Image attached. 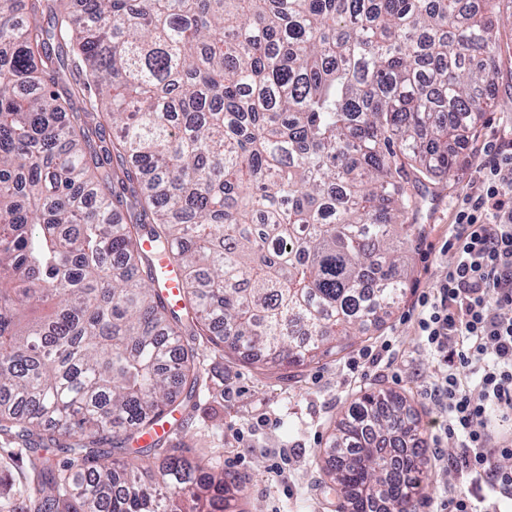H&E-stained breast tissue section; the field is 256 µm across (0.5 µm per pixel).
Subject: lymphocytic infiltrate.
<instances>
[{
    "mask_svg": "<svg viewBox=\"0 0 512 512\" xmlns=\"http://www.w3.org/2000/svg\"><path fill=\"white\" fill-rule=\"evenodd\" d=\"M483 180L456 213L448 248L455 256L445 280L422 292L419 337L440 358L433 389L448 409L447 434L463 452L452 478H487L494 493L512 496V434L493 435L495 417L512 415V144L482 164ZM477 377V388L461 374Z\"/></svg>",
    "mask_w": 512,
    "mask_h": 512,
    "instance_id": "1",
    "label": "lymphocytic infiltrate"
}]
</instances>
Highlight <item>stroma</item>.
Masks as SVG:
<instances>
[{
    "label": "stroma",
    "instance_id": "obj_1",
    "mask_svg": "<svg viewBox=\"0 0 512 512\" xmlns=\"http://www.w3.org/2000/svg\"><path fill=\"white\" fill-rule=\"evenodd\" d=\"M484 93L490 107L475 138L424 210L404 300L351 348L310 366L262 372L225 356L205 337L182 336L202 369L197 406L176 407L175 429L161 445L241 479L235 512H338L339 498L325 475L329 440L349 404L367 390L399 395L419 422L428 487L417 512H433V502L452 494L444 470L459 456L460 442L444 433V408L430 395L437 359L421 343L416 317L419 295L445 279L454 261L444 244L456 231L457 204L477 190L484 155L512 141V63L502 66ZM384 344L389 350L381 363L352 371L364 350Z\"/></svg>",
    "mask_w": 512,
    "mask_h": 512
}]
</instances>
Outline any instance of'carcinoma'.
Listing matches in <instances>:
<instances>
[{
	"label": "carcinoma",
	"mask_w": 512,
	"mask_h": 512,
	"mask_svg": "<svg viewBox=\"0 0 512 512\" xmlns=\"http://www.w3.org/2000/svg\"><path fill=\"white\" fill-rule=\"evenodd\" d=\"M22 2L0 0V512H226L237 477L168 455L145 482L114 439L191 402L185 330L290 368L404 296L512 0ZM330 444L339 512H416L424 439L397 396L364 392ZM182 280L183 272L181 269L173 265H167V262L159 264L155 287L160 289L162 297L175 309L182 305Z\"/></svg>",
	"instance_id": "obj_1"
}]
</instances>
